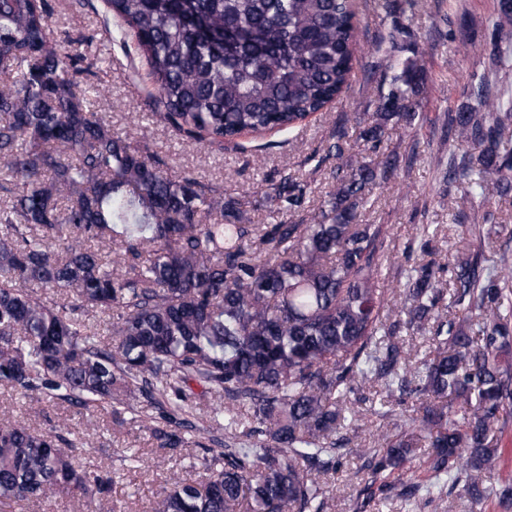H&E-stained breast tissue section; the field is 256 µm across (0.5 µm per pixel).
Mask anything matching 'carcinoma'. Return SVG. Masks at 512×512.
Listing matches in <instances>:
<instances>
[{"label": "carcinoma", "mask_w": 512, "mask_h": 512, "mask_svg": "<svg viewBox=\"0 0 512 512\" xmlns=\"http://www.w3.org/2000/svg\"><path fill=\"white\" fill-rule=\"evenodd\" d=\"M133 31L157 84L159 116L187 137L289 130L347 87L357 50L350 0H106ZM497 29L512 28V0H499ZM85 57L57 46L43 0H0V386L84 406L107 403L132 418L123 396L148 386L170 411L153 427L162 448L197 443L177 416L191 381L236 407L212 421L231 435L207 449L202 481L176 480L154 512H327L319 474L334 472L341 399L372 380L387 396L419 403L416 438H384L363 454L378 473L427 448L433 490L460 486L476 502L491 482L502 414H512V257L481 279L480 225L472 251L454 262L451 304L475 315L476 336L439 324L435 354L411 369L396 328L439 318L435 261L408 270L401 305L390 308L379 276L380 224L360 222L370 186L400 163L344 156L349 134L379 149L385 127L411 123L424 91L416 58L385 59L393 71L367 123L336 130L342 166L310 224H254L231 196L175 180L94 111L77 76ZM479 109L450 116L457 136L482 147L476 162L448 160V173L482 195L512 193V135L484 82ZM308 185L285 175L267 196L296 212ZM122 250L125 270L100 244ZM57 288L112 312L115 350L100 346L68 305L34 292ZM470 406L456 420L452 403ZM55 431L0 420V509L57 493L77 506L112 484L75 464Z\"/></svg>", "instance_id": "1"}]
</instances>
